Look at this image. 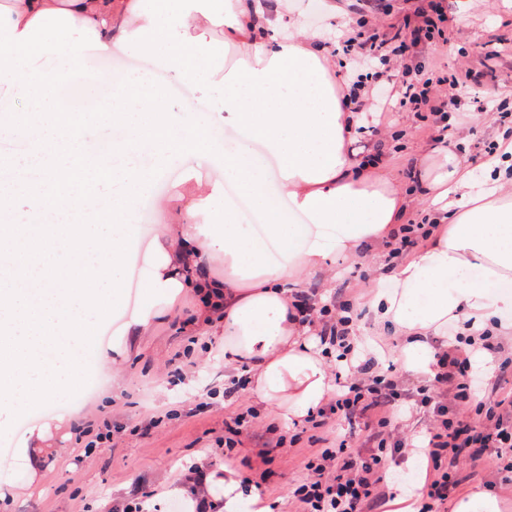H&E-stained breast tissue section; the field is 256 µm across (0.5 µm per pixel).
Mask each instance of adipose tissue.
<instances>
[{"mask_svg": "<svg viewBox=\"0 0 512 512\" xmlns=\"http://www.w3.org/2000/svg\"><path fill=\"white\" fill-rule=\"evenodd\" d=\"M148 57L188 86L213 122L232 127L247 160L275 159L263 193L286 201L287 216L307 224L297 252L280 255L267 236L243 223L238 195L218 182L196 183L167 201L180 226L173 246L157 244L143 270L152 306L125 323L129 337L184 289L223 313L224 363L250 365V387L283 417L320 409L331 390L320 339L299 323L290 283L334 254L354 255L397 230L404 195L376 167H357L345 143L358 120L342 101L336 59L281 0H0V83L36 102L92 69L93 54L112 47ZM58 67L37 65L39 54ZM425 187L446 224L416 260L382 275L368 304L378 322L404 338L407 371L430 373V339L449 321L512 332V166L494 159L475 172L454 153ZM224 198V221H200L202 202ZM224 262L223 279L199 264Z\"/></svg>", "mask_w": 512, "mask_h": 512, "instance_id": "1", "label": "adipose tissue"}]
</instances>
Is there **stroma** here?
Here are the masks:
<instances>
[{
    "instance_id": "1",
    "label": "stroma",
    "mask_w": 512,
    "mask_h": 512,
    "mask_svg": "<svg viewBox=\"0 0 512 512\" xmlns=\"http://www.w3.org/2000/svg\"><path fill=\"white\" fill-rule=\"evenodd\" d=\"M444 5L449 25L443 42L423 52L426 69L437 76L463 66L482 71L485 79L476 96L512 106V55L487 57L489 40H512V0H444ZM423 128L413 113L398 112L371 144L379 154V170L392 176L409 210L428 213L432 207L421 181L443 155ZM504 132L496 112H473L471 121L454 131L455 153L468 168L480 170L486 145L501 140ZM389 268L377 246L302 273L296 285L316 284L327 302L352 300L363 312L356 334L371 351L375 368L397 365L410 387L417 377L401 366V338L376 323L366 305ZM202 310L196 292L179 294L144 336L112 352L110 362L75 397L57 400L55 410L43 406L1 425L0 448L9 449L11 463L0 475V512H122L137 502L146 512H190L192 466L209 476L210 497L219 495L216 481L228 469L236 480L259 482L269 512H289L290 492L308 477L306 464L316 447L303 440L263 456L272 432L292 431L293 424L249 390L225 392L223 324L201 321ZM247 411L254 416V435L226 449L227 417ZM81 424L94 434L110 433V441L85 454L78 441ZM39 429L43 438L32 440ZM425 475L423 457H394L389 490L412 498ZM176 485L181 488L177 495L171 492Z\"/></svg>"
}]
</instances>
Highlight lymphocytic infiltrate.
<instances>
[{"label":"lymphocytic infiltrate","instance_id":"obj_1","mask_svg":"<svg viewBox=\"0 0 512 512\" xmlns=\"http://www.w3.org/2000/svg\"><path fill=\"white\" fill-rule=\"evenodd\" d=\"M447 20L441 5L429 0L384 34L349 28L337 37L339 50L350 55L355 67L343 98L359 112L369 132H380L397 107L427 113L433 140L445 145L452 142L453 127L470 121L462 94L479 85L481 73L467 69L445 79L433 78L418 65L415 43L406 40L411 31L417 41L433 42ZM394 61L402 69L397 83L388 71ZM436 230V224L409 218L386 240L388 258L401 261L424 249ZM296 307L303 317L318 320L320 338L336 350L334 396L328 414L313 421V428H324L335 416L363 426L372 443L371 454L360 456L351 432L337 436L332 447L320 449L307 463L309 478L292 491L299 512H382L387 463L403 453L419 454L427 461L425 482L412 500L416 512H440L460 484V466L475 465L490 448L512 454V395L483 400L472 367L471 350H498L487 331L473 332L468 350L453 344L436 351L431 374L415 390L413 410L429 411L433 418L418 440L395 432V422L404 412L400 379L394 369L376 372L362 362L354 336L361 313L353 303L345 300L332 306L304 294Z\"/></svg>","mask_w":512,"mask_h":512}]
</instances>
